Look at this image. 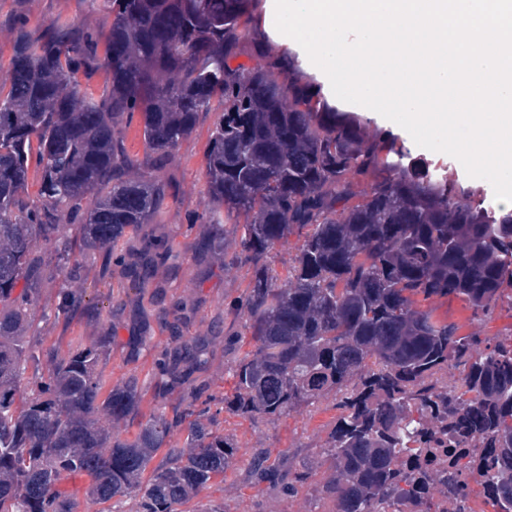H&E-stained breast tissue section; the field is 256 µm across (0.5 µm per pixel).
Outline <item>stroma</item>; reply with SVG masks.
<instances>
[{"mask_svg":"<svg viewBox=\"0 0 512 512\" xmlns=\"http://www.w3.org/2000/svg\"><path fill=\"white\" fill-rule=\"evenodd\" d=\"M27 11L35 23L58 16L95 24L101 21L100 15L90 12L88 0H27ZM211 128V119L202 120L179 150L174 173L181 187V198L166 215V223H187L189 214L200 207L204 191V152ZM432 306L440 320L457 326L459 335L477 332L496 339L512 337L510 299H502L485 318L476 317L459 299H437ZM340 414L332 397L267 424H256L225 413L224 432L240 446L239 463L236 470L227 472L223 484L209 490V498L223 502L224 512H328L327 503L318 495L330 474V462L323 447ZM256 448L267 450L271 457L289 465L291 475H303V482L293 488L284 482L274 487L251 482L246 476V466Z\"/></svg>","mask_w":512,"mask_h":512,"instance_id":"stroma-1","label":"stroma"}]
</instances>
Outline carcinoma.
Listing matches in <instances>:
<instances>
[{
    "instance_id": "cac0c4a2",
    "label": "carcinoma",
    "mask_w": 512,
    "mask_h": 512,
    "mask_svg": "<svg viewBox=\"0 0 512 512\" xmlns=\"http://www.w3.org/2000/svg\"><path fill=\"white\" fill-rule=\"evenodd\" d=\"M16 2L0 86V512H81L65 488L77 475L97 504L181 512L237 466L224 412L272 423L339 393L330 512H472L473 477L512 512V337H461L419 307L494 310L512 287V209L332 105L273 44L258 0H89L104 24L39 30ZM97 76L100 91L83 86ZM210 115L187 258L161 216L178 151ZM294 233L283 280L272 251ZM187 259L192 300L173 287ZM240 272L242 294L202 315V285ZM50 298L54 340L35 326ZM76 325L89 335L62 349ZM219 353L230 395L209 376ZM116 355L129 370L108 388ZM444 432L469 449L446 478L417 463ZM248 476L283 478L263 449Z\"/></svg>"
}]
</instances>
